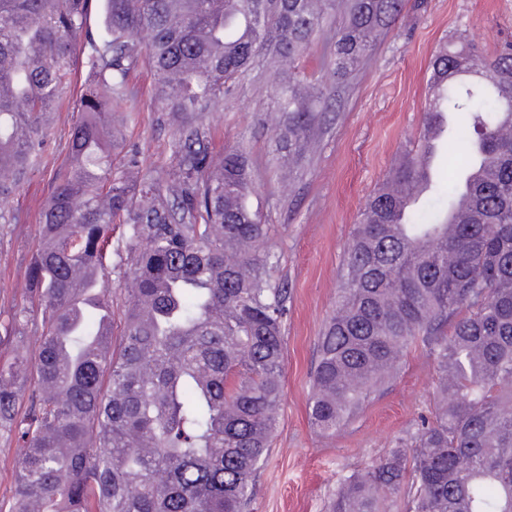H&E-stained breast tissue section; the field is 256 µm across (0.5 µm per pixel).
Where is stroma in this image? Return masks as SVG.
<instances>
[{
    "mask_svg": "<svg viewBox=\"0 0 512 512\" xmlns=\"http://www.w3.org/2000/svg\"><path fill=\"white\" fill-rule=\"evenodd\" d=\"M335 30L325 27L297 66L321 84L333 104L312 103L313 148L298 163L292 180L282 179L276 134L282 123L277 83L266 51L207 115L214 157L243 148L252 162L248 198L268 227L263 243L271 254V284L288 288L284 322L283 391L271 450L249 512H327L343 475L361 471L396 443L408 440L420 416L437 403L436 365L427 348L411 347L397 373L364 404L342 430L324 434L308 416L318 338L335 307L345 250L366 197L417 140L428 95L430 63L436 50L454 42L492 56L512 42V0H406V9L375 50L346 79L333 72ZM139 121L123 146L144 169L165 173L174 139L158 112L148 65L132 75ZM77 118L74 103L54 114L45 148L50 166L34 172L21 190L0 200V321L28 298L27 267L41 214L56 169L66 161L65 142ZM129 241L112 237V273L104 286L114 312H121L129 281L124 276Z\"/></svg>",
    "mask_w": 512,
    "mask_h": 512,
    "instance_id": "1",
    "label": "stroma"
}]
</instances>
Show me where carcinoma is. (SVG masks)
Here are the masks:
<instances>
[{
    "mask_svg": "<svg viewBox=\"0 0 512 512\" xmlns=\"http://www.w3.org/2000/svg\"><path fill=\"white\" fill-rule=\"evenodd\" d=\"M0 0V197L41 168L51 112L78 119L38 225L29 300L0 324V433L26 448L0 512H245L276 429L288 289L266 279L267 225L247 205L240 148L215 159L204 114L259 46L273 49L279 149L310 147L323 92L295 62L334 14L346 77L402 14L404 0ZM87 51V75L75 63ZM147 61L174 127L170 179L130 155L112 171L119 113L137 114L131 73ZM419 148L367 200L346 248L336 306L318 338L312 424L334 434L422 343L438 403L410 436L344 476L329 512H512V44L493 57L440 48ZM464 120L447 140L457 177L430 180L432 218L402 209L418 187L432 120ZM131 242L128 304L114 319L100 288L112 232ZM120 332H114V325ZM40 334L29 363L26 334Z\"/></svg>",
    "mask_w": 512,
    "mask_h": 512,
    "instance_id": "obj_1",
    "label": "carcinoma"
}]
</instances>
